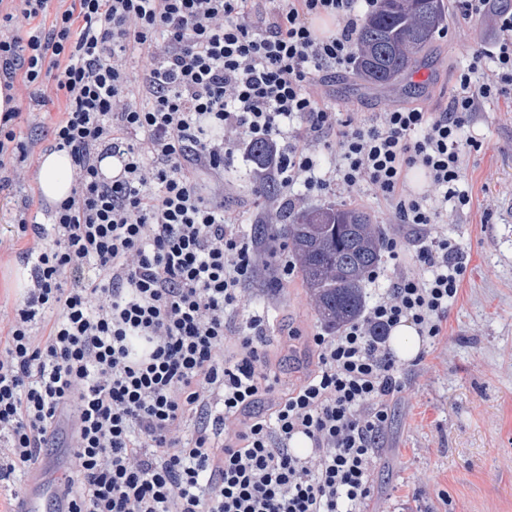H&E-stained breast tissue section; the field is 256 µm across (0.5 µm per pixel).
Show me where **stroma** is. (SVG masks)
<instances>
[{
	"label": "stroma",
	"instance_id": "stroma-1",
	"mask_svg": "<svg viewBox=\"0 0 512 512\" xmlns=\"http://www.w3.org/2000/svg\"><path fill=\"white\" fill-rule=\"evenodd\" d=\"M494 35V15L466 19L451 13L420 66L424 80L410 74L378 86L350 69L331 79L328 93L339 112L358 122L412 105L444 109L456 67ZM18 106L22 136L44 152L62 100L37 106L22 97ZM467 132L483 144L465 159L472 205L461 213L448 209L432 228L461 246L466 275L441 336L397 366L400 390L388 399L367 512H512V102L485 104ZM257 179L247 150L238 151L224 172V207L240 224L280 229L288 218L256 196ZM38 194L35 177L19 182L11 172L0 173V238L12 237L17 207ZM328 205L360 208L384 237H402L400 268L413 270L412 238L403 237L394 210L366 185H339L319 196L301 192L295 202L299 211ZM245 294L241 319L259 315L269 325L271 371L299 383L318 362L306 336L325 329L302 275L273 290L263 270ZM292 329L301 330L302 338L289 339ZM69 466L67 449L49 448L31 471L42 494L41 512H53L54 479Z\"/></svg>",
	"mask_w": 512,
	"mask_h": 512
}]
</instances>
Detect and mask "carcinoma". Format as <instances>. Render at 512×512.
<instances>
[{
	"label": "carcinoma",
	"mask_w": 512,
	"mask_h": 512,
	"mask_svg": "<svg viewBox=\"0 0 512 512\" xmlns=\"http://www.w3.org/2000/svg\"><path fill=\"white\" fill-rule=\"evenodd\" d=\"M445 0H379L356 35L358 75L385 85L408 73L442 29ZM258 167L269 163L270 146H249ZM282 233L291 242L303 279L324 324L337 329L363 308L362 281L381 262V231L359 209L329 205L288 216Z\"/></svg>",
	"instance_id": "obj_1"
}]
</instances>
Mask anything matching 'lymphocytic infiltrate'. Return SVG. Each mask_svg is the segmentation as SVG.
I'll return each mask as SVG.
<instances>
[{
    "instance_id": "1",
    "label": "lymphocytic infiltrate",
    "mask_w": 512,
    "mask_h": 512,
    "mask_svg": "<svg viewBox=\"0 0 512 512\" xmlns=\"http://www.w3.org/2000/svg\"><path fill=\"white\" fill-rule=\"evenodd\" d=\"M378 0H0V83L65 101L52 129L68 150L67 199L17 209L31 286L0 328V478L36 468L65 438L73 467L56 484L67 512H359L400 387L389 331L411 321L442 333L466 264L435 237L445 202L470 207L464 135L481 107L512 99V7L458 0L494 14L496 38L474 52L444 111L402 107L377 122L339 117L319 74L354 62V35ZM339 28L320 36L313 18ZM50 25L32 27L33 19ZM146 59L131 77L132 58ZM20 110L0 113V169L28 171L34 144ZM274 149L261 173L292 209L303 185L368 184L413 232L418 272L399 273L363 319L311 334L318 365L280 387L264 373L267 328L238 329L265 244L246 241L224 209V169L237 151L224 130ZM336 144L322 171L317 144ZM120 171L105 178L100 162ZM423 167L440 202L405 191ZM310 442L303 458L295 435Z\"/></svg>"
}]
</instances>
